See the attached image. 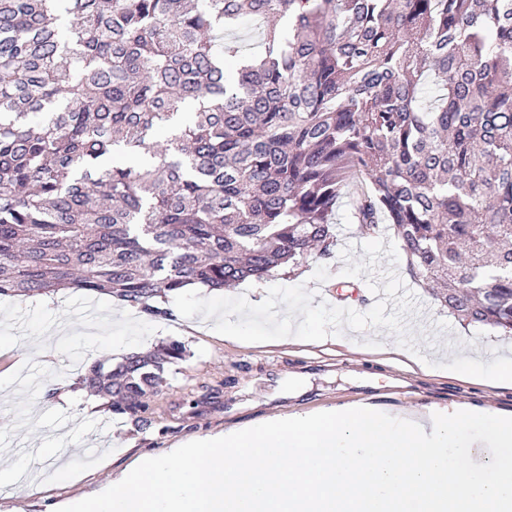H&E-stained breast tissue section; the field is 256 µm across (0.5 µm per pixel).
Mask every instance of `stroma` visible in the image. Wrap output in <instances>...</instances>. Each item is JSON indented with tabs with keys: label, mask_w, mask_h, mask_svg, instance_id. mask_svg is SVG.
I'll return each instance as SVG.
<instances>
[{
	"label": "stroma",
	"mask_w": 512,
	"mask_h": 512,
	"mask_svg": "<svg viewBox=\"0 0 512 512\" xmlns=\"http://www.w3.org/2000/svg\"><path fill=\"white\" fill-rule=\"evenodd\" d=\"M336 234L331 259L310 256L296 275L278 271L229 289V296L257 303L271 286L303 284L314 303L337 307L343 303L335 282L351 281L361 296L346 304L365 312L379 299L382 274L392 269L417 299L406 324L418 344H448L462 357L512 358L511 337L461 325L414 282L392 231L361 236L342 208ZM111 303V296L72 288L59 290L50 305L38 296L0 297V359L10 364L9 382L0 386V454L24 455L30 471L24 484L0 482V512H51L57 501L91 492L139 455L159 457L183 441L250 423L366 404L393 413L413 407L450 413L469 405L512 414L511 386L414 363L384 327L354 341L332 335L247 343L216 333L199 315L151 319L134 308L113 312ZM122 339L139 351L178 340L188 356L171 368L140 416L113 414L104 402L85 411L80 378L94 362L111 359ZM50 388L72 391L71 405L48 404ZM52 441L62 447L58 459L38 456L39 445ZM60 465L69 482L54 483Z\"/></svg>",
	"instance_id": "1"
}]
</instances>
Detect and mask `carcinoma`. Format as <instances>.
I'll use <instances>...</instances> for the list:
<instances>
[{
    "mask_svg": "<svg viewBox=\"0 0 512 512\" xmlns=\"http://www.w3.org/2000/svg\"><path fill=\"white\" fill-rule=\"evenodd\" d=\"M350 184L360 234L389 225L441 308L512 336V0H0V296L168 317L330 257ZM186 357L82 384L136 416Z\"/></svg>",
    "mask_w": 512,
    "mask_h": 512,
    "instance_id": "1",
    "label": "carcinoma"
}]
</instances>
